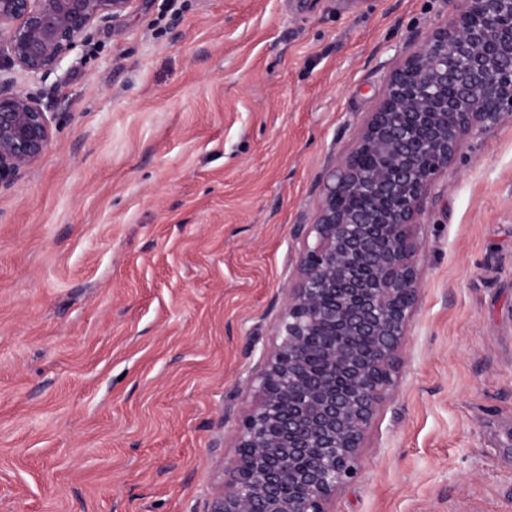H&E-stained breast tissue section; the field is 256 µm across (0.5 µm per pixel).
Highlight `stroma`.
<instances>
[{"mask_svg":"<svg viewBox=\"0 0 512 512\" xmlns=\"http://www.w3.org/2000/svg\"><path fill=\"white\" fill-rule=\"evenodd\" d=\"M454 0H139L15 87L0 188V512H210L323 177ZM421 292L331 512H512V120L415 229ZM12 85L2 89L0 74V186L38 161L51 143L49 113Z\"/></svg>","mask_w":512,"mask_h":512,"instance_id":"35a3bbf8","label":"stroma"}]
</instances>
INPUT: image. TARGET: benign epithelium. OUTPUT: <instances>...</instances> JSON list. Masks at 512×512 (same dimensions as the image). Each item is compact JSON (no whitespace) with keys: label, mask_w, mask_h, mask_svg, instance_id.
Masks as SVG:
<instances>
[{"label":"benign epithelium","mask_w":512,"mask_h":512,"mask_svg":"<svg viewBox=\"0 0 512 512\" xmlns=\"http://www.w3.org/2000/svg\"><path fill=\"white\" fill-rule=\"evenodd\" d=\"M138 0H0V60L56 69L93 23L112 30ZM386 79L353 150L332 164L250 386L234 457L211 512H329L357 475L393 384L420 293L412 227L464 136L512 119V0H460ZM51 143V118L0 88V185ZM314 243H308L309 237Z\"/></svg>","instance_id":"obj_1"}]
</instances>
